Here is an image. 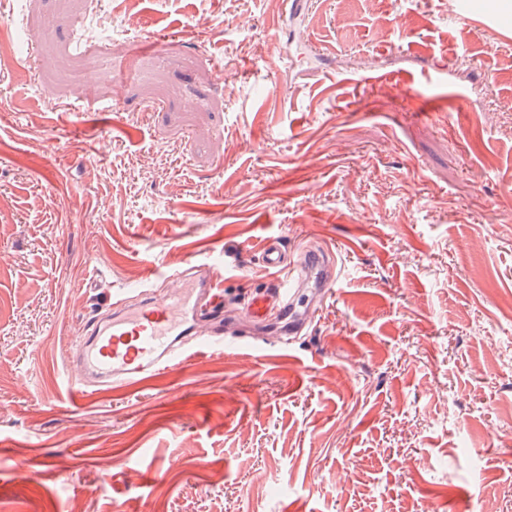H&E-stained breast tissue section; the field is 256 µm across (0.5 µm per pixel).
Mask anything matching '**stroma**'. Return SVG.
<instances>
[{"label": "stroma", "instance_id": "1", "mask_svg": "<svg viewBox=\"0 0 512 512\" xmlns=\"http://www.w3.org/2000/svg\"><path fill=\"white\" fill-rule=\"evenodd\" d=\"M480 2L0 0V512H512V15ZM268 237L340 269L287 342L204 317L72 402L113 294L219 251L247 306Z\"/></svg>", "mask_w": 512, "mask_h": 512}]
</instances>
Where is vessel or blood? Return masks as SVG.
Instances as JSON below:
<instances>
[{"mask_svg":"<svg viewBox=\"0 0 512 512\" xmlns=\"http://www.w3.org/2000/svg\"><path fill=\"white\" fill-rule=\"evenodd\" d=\"M261 254L272 273L273 287L253 298L250 314L260 322L271 314L279 321L295 322L300 294L288 253L272 237ZM222 270V261L213 260L198 277L168 275L165 294L123 309L108 322L95 323L92 340L78 343L64 374L67 386L82 396L98 382L115 383L133 373H158L173 367L184 356L182 341L193 335L198 311L204 307L222 311Z\"/></svg>","mask_w":512,"mask_h":512,"instance_id":"1","label":"vessel or blood"}]
</instances>
